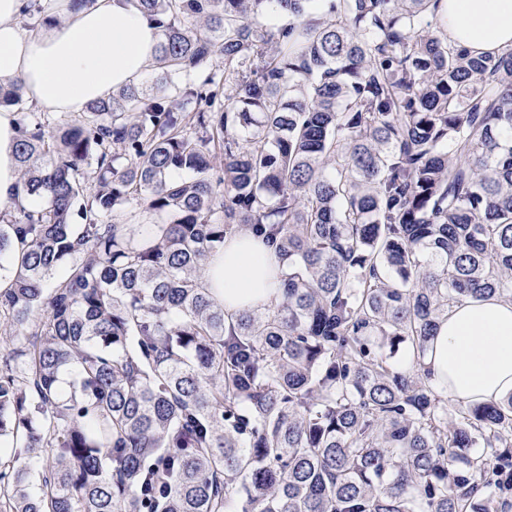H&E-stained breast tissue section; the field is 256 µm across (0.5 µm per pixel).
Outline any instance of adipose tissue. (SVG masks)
I'll use <instances>...</instances> for the list:
<instances>
[{
    "mask_svg": "<svg viewBox=\"0 0 512 512\" xmlns=\"http://www.w3.org/2000/svg\"><path fill=\"white\" fill-rule=\"evenodd\" d=\"M62 21L28 31L24 0H0V86L21 84L39 112H84L90 102L140 82L154 67L162 31L137 0H92L73 10L58 0ZM448 40L474 54L512 48V0H442ZM13 108L0 106V202L30 206L18 178ZM283 267L251 233L210 257L206 280L224 311L262 312L280 300ZM428 382L445 400L500 401L512 394V300L492 297L454 305L424 356Z\"/></svg>",
    "mask_w": 512,
    "mask_h": 512,
    "instance_id": "obj_1",
    "label": "adipose tissue"
}]
</instances>
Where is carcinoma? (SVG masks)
<instances>
[{"mask_svg":"<svg viewBox=\"0 0 512 512\" xmlns=\"http://www.w3.org/2000/svg\"><path fill=\"white\" fill-rule=\"evenodd\" d=\"M440 2L138 0L152 78L78 115L0 87L37 203L0 207V512H512V394L451 410L421 366L512 299V50ZM239 231L286 270L229 318ZM282 262L261 239L249 232L226 241L224 253L210 257L208 287L229 315L249 309L262 312L280 300Z\"/></svg>","mask_w":512,"mask_h":512,"instance_id":"carcinoma-1","label":"carcinoma"}]
</instances>
